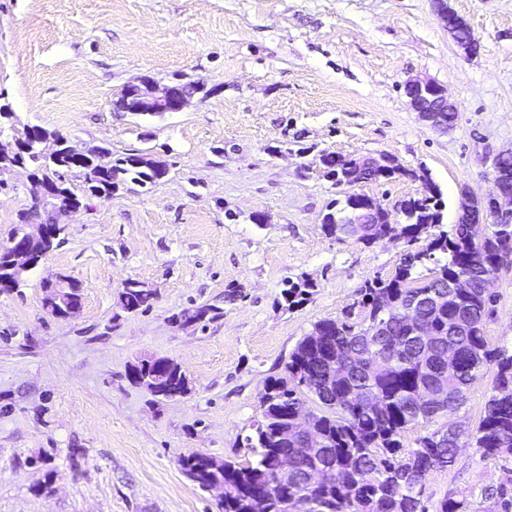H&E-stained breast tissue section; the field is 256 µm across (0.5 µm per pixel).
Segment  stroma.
Instances as JSON below:
<instances>
[{
	"label": "stroma",
	"instance_id": "35a3bbf8",
	"mask_svg": "<svg viewBox=\"0 0 512 512\" xmlns=\"http://www.w3.org/2000/svg\"><path fill=\"white\" fill-rule=\"evenodd\" d=\"M448 5L479 37L477 55L465 56L432 0H0V104L13 132L37 125L167 167L156 184L109 196L70 177L83 206L59 246L0 292V512H222L181 458L253 462L245 438L298 343L323 319L362 322V288L426 245L326 236L341 192L321 155L427 169L448 230L462 189L492 191L487 154L512 147V0ZM146 76L203 90L179 112L113 111L122 87ZM414 77L455 102L452 130L419 119L403 88ZM4 180L0 243L34 190L23 169ZM61 275L81 289L69 318L42 308L44 283ZM131 280L154 292L135 312L119 301ZM287 280L312 282L310 300L287 306ZM490 288L485 336L511 352L512 269ZM207 305L221 317L181 320ZM144 355L177 362L191 392L161 400L132 384L128 367ZM492 389L485 374L451 417L409 428L404 446L449 420L474 429ZM510 479L512 456L464 444L427 474L422 500L429 512L446 499L490 512L484 489Z\"/></svg>",
	"mask_w": 512,
	"mask_h": 512
}]
</instances>
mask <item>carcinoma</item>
<instances>
[{"mask_svg": "<svg viewBox=\"0 0 512 512\" xmlns=\"http://www.w3.org/2000/svg\"><path fill=\"white\" fill-rule=\"evenodd\" d=\"M386 177L420 181L422 192L401 201L403 213L380 210L361 212L370 245L382 238L405 236L408 242L427 240L425 249L404 254L395 275L375 280L363 289L362 308L367 324L359 328L349 316L314 324L320 335L305 336L290 355L288 380H271L272 394L261 411L262 421L247 436L256 460L242 465L226 460L214 465L212 457L194 454L181 460L185 473L204 487L211 479L224 482L223 512H428L420 498L421 485L435 467L451 463L460 446L455 425L449 423L404 448L402 434L438 415L453 414L465 401L471 385L487 370L494 371L492 394L469 439L482 455L512 454V354L489 348L484 336L486 320L496 302L482 278L486 263H509L512 224H496L480 240L470 238L467 224L443 226L441 192L428 170H407L392 156ZM325 153V177L343 183V199L328 205L322 229L336 239L348 237L343 219L356 185L381 179L376 158L351 161ZM29 165L58 180L67 169L55 168L38 155ZM86 173L85 191L110 195L131 180L154 184L167 173L166 164L147 154L129 153L106 161L97 169L90 155L75 160ZM431 262L430 276L418 281V268ZM468 276V287L435 304L434 295L448 288L457 275ZM314 285L286 282L282 297L300 304ZM153 296L135 281L120 293L122 308L135 312ZM162 381L165 397L190 391L188 377L177 364ZM323 390L325 402L317 412L305 413L303 382ZM295 454L288 484L279 481L278 460ZM484 497L495 501L498 512H512L507 485L489 487Z\"/></svg>", "mask_w": 512, "mask_h": 512, "instance_id": "1", "label": "carcinoma"}]
</instances>
